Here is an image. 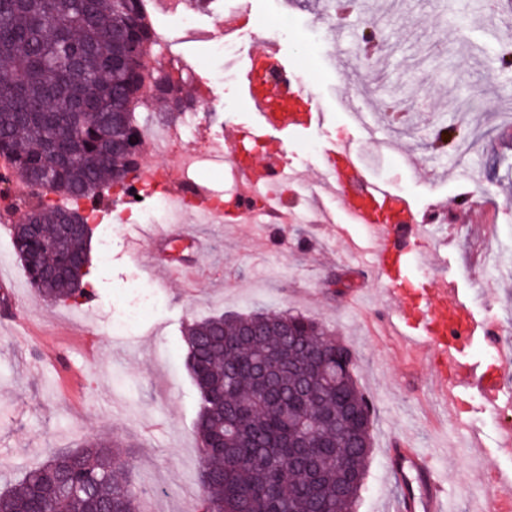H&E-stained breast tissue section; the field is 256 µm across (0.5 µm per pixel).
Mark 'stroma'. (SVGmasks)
Listing matches in <instances>:
<instances>
[{"label": "stroma", "mask_w": 512, "mask_h": 512, "mask_svg": "<svg viewBox=\"0 0 512 512\" xmlns=\"http://www.w3.org/2000/svg\"><path fill=\"white\" fill-rule=\"evenodd\" d=\"M251 20L236 41L240 65L261 47V28L288 30L281 44L301 67L328 112L325 123L289 138V163L316 180L323 153L336 140L354 135L336 104V63L357 68V35L376 22L382 49L365 101L418 104L397 125L382 123L386 137H401L415 150L418 165L406 167L400 154L373 164V174L424 208L432 203L456 209L470 198L475 222L449 224L453 246L445 259L418 270L429 282L448 276L454 296L477 320L493 315L500 336H475L468 357L476 367L496 366L503 408H484L471 396L470 411L453 419L437 402L429 366L387 333L380 318L393 302L368 265L351 261L347 242L365 231L346 224V236L327 224L248 226L187 223L204 251L185 244L173 251L191 267L188 283L156 285L135 260L129 241L136 225L114 223L123 205L108 193L104 228L112 234L109 258L93 254L92 301L75 307L47 305L30 288L16 256L9 225L0 223V270L8 308L0 307V489L21 481L62 448L85 439H117L127 446L142 512H195L200 465L194 424L199 397L185 365L186 323L216 313L291 311L314 320L345 341L356 357V379L372 410V455L356 512H383L393 493L386 450L396 438L411 437L432 449L447 441L434 463L449 478L450 512H471L473 500L492 496L497 475L512 473V450L498 435L512 425V69H501L497 49L512 44V32L488 36L480 0H359L344 20L323 12L322 0H241ZM318 36L322 48L312 60L300 57L305 39ZM318 152L307 156L303 147ZM497 281L481 288L476 275ZM138 282L131 291L130 282ZM147 304L136 321L119 318L139 299ZM501 360H492L493 351ZM65 353L81 377L58 370ZM483 443L480 455L464 448L471 431Z\"/></svg>", "instance_id": "1"}]
</instances>
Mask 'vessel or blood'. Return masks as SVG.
Here are the masks:
<instances>
[{
  "label": "vessel or blood",
  "mask_w": 512,
  "mask_h": 512,
  "mask_svg": "<svg viewBox=\"0 0 512 512\" xmlns=\"http://www.w3.org/2000/svg\"><path fill=\"white\" fill-rule=\"evenodd\" d=\"M255 55L277 63L289 90L277 99L260 91L251 81H244L242 93L250 112L245 120L224 128L225 144L257 138L265 142L267 152L280 155L275 167L267 166L259 171L250 163L240 166L238 193L245 199L253 197L274 179L283 186L299 184L298 171L282 157L283 145L274 136L290 127L309 126L322 117L318 111H298V100L312 98L313 93L310 87L299 85L293 66L282 63L278 44L264 43ZM337 102L342 111L348 112L354 126L373 134V127L363 118L365 107L358 92L341 87ZM316 186L336 191L354 223L368 230L367 242L352 246L349 254L359 262L370 263L377 282L395 298L396 306L384 321L386 328L418 357H453V374L439 376L437 392L442 402L461 405V397L448 393L453 386L477 390L485 404L495 406L502 392L499 374L477 373L465 355L476 334L487 337L497 334L499 325L492 320L476 321L465 303L449 301L452 284L448 280L419 288L408 285L410 269L426 265L429 256L448 246L449 239L440 229L447 221V209L438 205L419 209L372 177L358 142L350 137L328 149L322 178ZM183 233L184 227L179 223L152 225L139 232L140 237L153 245L150 269L159 284L183 274L182 269L164 258L171 244L182 239ZM388 459L395 493L388 502L387 512H446L447 491L426 451L408 439L389 449ZM497 484L496 494L486 506L487 512H512V478L498 479Z\"/></svg>",
  "instance_id": "vessel-or-blood-1"
}]
</instances>
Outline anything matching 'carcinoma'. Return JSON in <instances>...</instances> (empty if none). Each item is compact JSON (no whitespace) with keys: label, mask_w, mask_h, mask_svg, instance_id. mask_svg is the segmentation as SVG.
Listing matches in <instances>:
<instances>
[{"label":"carcinoma","mask_w":512,"mask_h":512,"mask_svg":"<svg viewBox=\"0 0 512 512\" xmlns=\"http://www.w3.org/2000/svg\"><path fill=\"white\" fill-rule=\"evenodd\" d=\"M144 0H0V156L19 177L69 203L36 196L13 246L34 293L83 304L91 237L64 234L78 202L122 182L139 164L144 127L179 119L191 96L172 76L154 87L145 68L157 41ZM293 328L301 341L288 342ZM187 366L201 402L197 512H354L371 453L366 398L341 342L317 367L327 331L298 313L214 315L184 328ZM122 443L64 449L0 491L20 512L35 489L43 512H140Z\"/></svg>","instance_id":"obj_1"}]
</instances>
